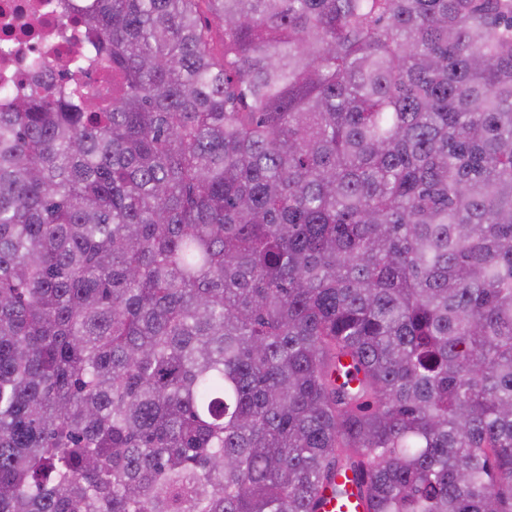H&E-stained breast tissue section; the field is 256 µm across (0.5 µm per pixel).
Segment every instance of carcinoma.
Returning a JSON list of instances; mask_svg holds the SVG:
<instances>
[{
	"instance_id": "1",
	"label": "carcinoma",
	"mask_w": 512,
	"mask_h": 512,
	"mask_svg": "<svg viewBox=\"0 0 512 512\" xmlns=\"http://www.w3.org/2000/svg\"><path fill=\"white\" fill-rule=\"evenodd\" d=\"M67 9L112 98L0 112V512H512V0ZM366 508V502L356 493L340 504L336 496L328 490L324 493L317 510L318 512H365Z\"/></svg>"
}]
</instances>
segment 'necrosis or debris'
I'll list each match as a JSON object with an SVG mask.
<instances>
[{
    "label": "necrosis or debris",
    "mask_w": 512,
    "mask_h": 512,
    "mask_svg": "<svg viewBox=\"0 0 512 512\" xmlns=\"http://www.w3.org/2000/svg\"><path fill=\"white\" fill-rule=\"evenodd\" d=\"M66 17L64 0H0V110L32 81L60 84L74 63L90 54L83 33L60 36Z\"/></svg>",
    "instance_id": "4bbe7bcc"
}]
</instances>
